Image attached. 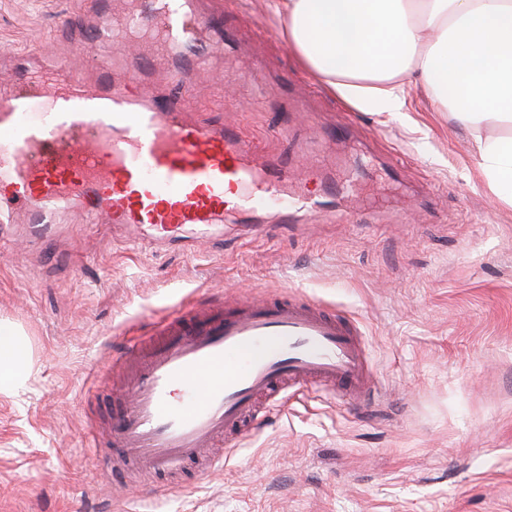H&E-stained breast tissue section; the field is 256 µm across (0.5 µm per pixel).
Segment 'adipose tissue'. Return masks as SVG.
<instances>
[{
    "label": "adipose tissue",
    "mask_w": 512,
    "mask_h": 512,
    "mask_svg": "<svg viewBox=\"0 0 512 512\" xmlns=\"http://www.w3.org/2000/svg\"><path fill=\"white\" fill-rule=\"evenodd\" d=\"M311 78L358 112H403L412 87L472 132L480 172L512 205V0H265ZM18 333L0 324V392L20 384Z\"/></svg>",
    "instance_id": "ef3b65f1"
}]
</instances>
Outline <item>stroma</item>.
I'll return each instance as SVG.
<instances>
[{"instance_id":"obj_1","label":"stroma","mask_w":512,"mask_h":512,"mask_svg":"<svg viewBox=\"0 0 512 512\" xmlns=\"http://www.w3.org/2000/svg\"><path fill=\"white\" fill-rule=\"evenodd\" d=\"M231 38L183 95L205 124H236L288 165L289 199L353 181L322 212L276 222L281 199L217 225L196 254L130 242L68 206L48 238L26 214L0 232V322L24 337L27 369L0 394V512H512V208L478 177L468 131L417 89L405 112H355L311 80L264 0H204ZM86 0H0V77L66 60ZM260 64L259 75L250 68ZM223 98H215L216 86ZM310 301L361 330L375 378L356 400L297 391L264 408L223 467L183 485L105 475L93 423L124 396L104 350L198 301Z\"/></svg>"}]
</instances>
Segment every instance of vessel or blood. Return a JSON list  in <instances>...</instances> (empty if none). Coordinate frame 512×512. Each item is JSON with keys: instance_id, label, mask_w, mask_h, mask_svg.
Segmentation results:
<instances>
[{"instance_id": "vessel-or-blood-1", "label": "vessel or blood", "mask_w": 512, "mask_h": 512, "mask_svg": "<svg viewBox=\"0 0 512 512\" xmlns=\"http://www.w3.org/2000/svg\"><path fill=\"white\" fill-rule=\"evenodd\" d=\"M136 17L115 25L107 7L94 18L89 48H125L126 74L94 81L67 77L64 62L45 58L18 72L0 98V221L28 212L43 233L57 210L79 204L96 224L146 227L155 240L205 235L225 216L283 193L287 175L258 160V147L235 126L210 127L181 100H162L143 82L149 57L131 52L146 41L180 51L170 70L185 82L202 54L185 49L205 23L193 0H137ZM40 120L29 117L32 108ZM128 376L126 399L108 424L126 461L151 478L169 473L232 433L258 396L288 386L359 395L372 374L354 326L324 308L293 299L254 297L231 308L191 306L157 335L135 341L112 361Z\"/></svg>"}]
</instances>
